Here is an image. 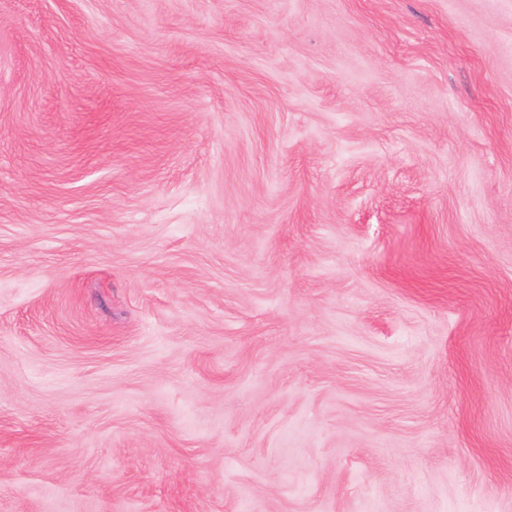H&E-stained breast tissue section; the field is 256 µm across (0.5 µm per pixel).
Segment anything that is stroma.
<instances>
[{"label":"stroma","mask_w":512,"mask_h":512,"mask_svg":"<svg viewBox=\"0 0 512 512\" xmlns=\"http://www.w3.org/2000/svg\"><path fill=\"white\" fill-rule=\"evenodd\" d=\"M0 512H512V0H0Z\"/></svg>","instance_id":"obj_1"}]
</instances>
